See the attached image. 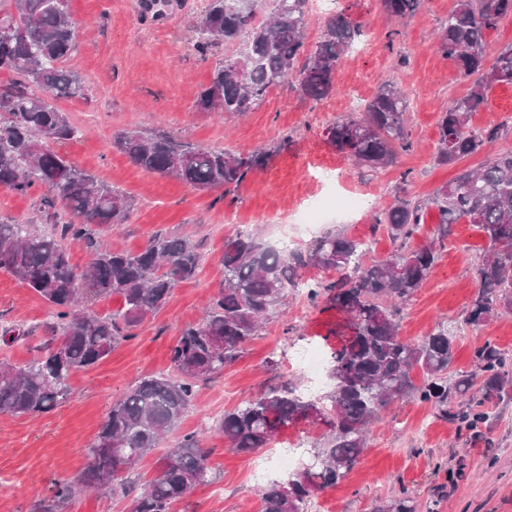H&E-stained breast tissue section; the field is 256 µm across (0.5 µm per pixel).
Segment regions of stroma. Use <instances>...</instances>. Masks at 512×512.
I'll list each match as a JSON object with an SVG mask.
<instances>
[{"label":"stroma","mask_w":512,"mask_h":512,"mask_svg":"<svg viewBox=\"0 0 512 512\" xmlns=\"http://www.w3.org/2000/svg\"><path fill=\"white\" fill-rule=\"evenodd\" d=\"M179 14L154 24L141 20L139 0H69L80 48L69 61L85 79L88 95L59 106L81 128L80 138L60 145L72 163L123 191L130 203L125 223L105 230L114 246L142 251L158 233L191 237L202 256L200 274L174 288L166 305L119 341L112 354L73 374V393L64 405L42 414H0V512H36L55 483L79 479L89 465L86 450L100 430L113 400L142 377L168 372L169 350L181 330L200 323L224 276V242L236 231H252L265 242H281L286 227L273 218L288 212L310 193L326 197L354 194L362 206L353 214H330L321 231H342L372 239L370 257L394 251L385 232H372L374 214L387 208L399 189L416 200L428 198L460 171L484 164L487 153L452 166L433 161L438 122L448 104L466 95L471 83L436 47V33L455 0H423L412 15L396 20L380 0H332L326 12H310L306 47L314 49L326 17L342 13L358 24L363 52L345 56L336 88L321 101L304 98L293 84L272 89L251 112L222 118L199 111L197 101L218 60L232 45L208 56L194 49V27L207 0H181ZM396 79L408 100L413 146L392 166L370 172L356 168L328 145L326 127L346 115L352 93L372 98L388 79ZM498 124V149L512 148V87L493 86L471 125ZM138 129L172 134L203 148L248 153L272 152L268 165L231 192L199 190L134 165L111 148L113 133ZM338 169L335 181L316 186L314 166ZM45 187L18 194L0 188V220L36 225L49 233L65 212L46 215ZM488 248L476 225H452L433 275L400 305V334L420 341L437 323L457 331L452 370L471 369L473 353L491 341L512 350V313L497 315L478 328L461 325V314L477 291L475 266ZM51 309L10 274L0 271V330L23 335L0 342V361L28 363L45 341ZM343 313L308 301L304 290L288 291L282 306L239 358L202 385L175 433L138 466L140 481L157 475L164 450L180 436L202 433L211 454L209 482L191 488L173 512H257L261 489L251 478L256 457L278 458L277 444L259 453L229 450L213 422L269 386L285 384L307 395V380L290 368L288 357L314 343L336 351L350 336ZM489 421L477 431L457 428L435 416L430 404L407 399L384 411L371 426L357 466L336 486L314 490L307 512H374L380 502L407 493L417 512H512V399L488 402Z\"/></svg>","instance_id":"1"}]
</instances>
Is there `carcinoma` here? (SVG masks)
Returning <instances> with one entry per match:
<instances>
[{
	"mask_svg": "<svg viewBox=\"0 0 512 512\" xmlns=\"http://www.w3.org/2000/svg\"><path fill=\"white\" fill-rule=\"evenodd\" d=\"M68 0H0V72L16 76L0 88V188L25 194L44 186L71 219L46 234L33 224L0 222V270L40 296L53 310L41 355L23 366L0 361V414L48 412L70 398L68 380L108 357L121 334L155 314L174 288L195 278L201 268L198 247L186 237L156 236L138 253L112 249L89 229L123 224L129 216L126 196L97 181L57 151L78 129L54 101L82 98L84 79L66 66L78 51L77 29ZM262 0H209L195 26V50L208 54L218 41L242 40L234 55L215 64L210 84L197 107L202 112L242 115L269 90L290 78L301 93L320 101L335 88L339 60L356 44L360 29L342 14L324 22L315 48L306 50L309 0H273L269 18L255 22ZM394 18L415 13L422 0H381ZM512 17V0H456L438 33L437 49L451 59L460 76L473 80L472 91L442 113L436 162L456 164L502 137L498 125L473 128L471 115L485 103L492 85L512 86V46L492 65L486 62L485 32ZM408 101L386 81L364 105L326 128L328 144L361 167L375 171L395 163L410 147ZM112 147L149 172L200 189L229 191L267 166L270 151L230 153L196 147L172 135L121 131ZM439 211V225L426 245L407 246L423 212ZM466 220L485 234L489 248L476 267L478 293L462 323L478 327L512 310V149L500 150L481 167L461 172L425 200L396 196L374 216L400 247L384 260H364L363 243L327 232L304 247L285 251L259 236L238 231L224 242V279L204 319L183 329L170 349L172 372L140 379L112 402L94 441L90 464L78 483L103 494L128 498L133 512H171L195 485L209 481V451L199 436L184 435L168 449L157 476L141 486L125 472L159 447L176 429L197 388L233 362L240 346L275 313L288 289L300 286V271L336 272L330 281L308 280V299H325L347 316L352 336L332 355L330 390L303 400L288 387H272L247 400L217 422L229 447L239 453L266 448L275 433L290 424L317 419L327 428L313 466L287 482H273L261 493L260 512H304L314 486H333L357 465L367 447L370 424L393 403L413 397L436 414L474 430L489 419L487 402L512 395V351L491 342L475 351L473 367L449 372L456 335L440 323L424 339L411 342L398 333L397 306L409 300L432 275L452 225ZM79 243L92 255L80 271L61 241ZM117 295L122 306L108 316L78 309L82 299ZM422 374L416 384L412 372ZM75 494V484L59 482L38 512H59ZM375 512H417L413 498L400 494Z\"/></svg>",
	"mask_w": 512,
	"mask_h": 512,
	"instance_id": "obj_1",
	"label": "carcinoma"
}]
</instances>
